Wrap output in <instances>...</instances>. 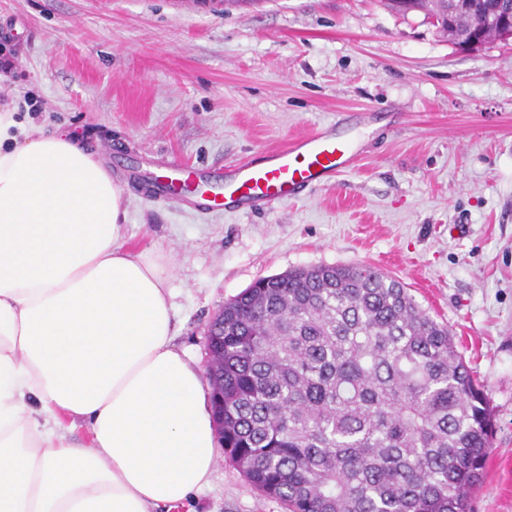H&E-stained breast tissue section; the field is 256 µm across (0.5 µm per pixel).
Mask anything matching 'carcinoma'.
<instances>
[{
    "instance_id": "1",
    "label": "carcinoma",
    "mask_w": 512,
    "mask_h": 512,
    "mask_svg": "<svg viewBox=\"0 0 512 512\" xmlns=\"http://www.w3.org/2000/svg\"><path fill=\"white\" fill-rule=\"evenodd\" d=\"M224 454L288 512H470L493 432L448 327L370 266L261 278L208 327Z\"/></svg>"
}]
</instances>
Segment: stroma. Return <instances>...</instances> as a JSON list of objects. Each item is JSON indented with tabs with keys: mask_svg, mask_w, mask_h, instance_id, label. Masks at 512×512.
Masks as SVG:
<instances>
[{
	"mask_svg": "<svg viewBox=\"0 0 512 512\" xmlns=\"http://www.w3.org/2000/svg\"><path fill=\"white\" fill-rule=\"evenodd\" d=\"M0 109L67 129L123 183L121 234L162 252L174 343L257 279L367 265L446 324L494 432L471 512H512V42L457 50L382 0H0ZM347 126L355 165L247 215L147 200L127 168L209 174ZM176 512H286L226 458Z\"/></svg>",
	"mask_w": 512,
	"mask_h": 512,
	"instance_id": "1",
	"label": "stroma"
}]
</instances>
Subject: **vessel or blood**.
I'll use <instances>...</instances> for the list:
<instances>
[{
	"mask_svg": "<svg viewBox=\"0 0 512 512\" xmlns=\"http://www.w3.org/2000/svg\"><path fill=\"white\" fill-rule=\"evenodd\" d=\"M355 160L349 137L327 126L259 159L228 166L217 184L188 165H170L168 174L152 180L150 194L200 213L220 207L250 213L319 187Z\"/></svg>",
	"mask_w": 512,
	"mask_h": 512,
	"instance_id": "b4317fda",
	"label": "vessel or blood"
}]
</instances>
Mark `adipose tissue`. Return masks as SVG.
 Returning a JSON list of instances; mask_svg holds the SVG:
<instances>
[{
  "instance_id": "1",
  "label": "adipose tissue",
  "mask_w": 512,
  "mask_h": 512,
  "mask_svg": "<svg viewBox=\"0 0 512 512\" xmlns=\"http://www.w3.org/2000/svg\"><path fill=\"white\" fill-rule=\"evenodd\" d=\"M125 203L70 133L0 114V512H172L210 483L208 386Z\"/></svg>"
}]
</instances>
